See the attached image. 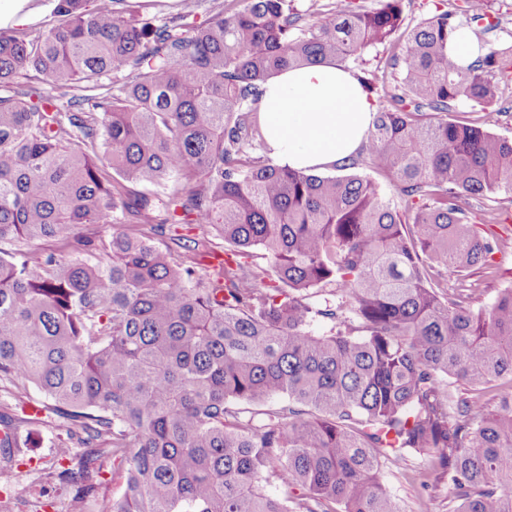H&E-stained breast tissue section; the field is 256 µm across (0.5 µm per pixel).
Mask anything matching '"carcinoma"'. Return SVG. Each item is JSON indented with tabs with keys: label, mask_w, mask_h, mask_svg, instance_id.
<instances>
[{
	"label": "carcinoma",
	"mask_w": 512,
	"mask_h": 512,
	"mask_svg": "<svg viewBox=\"0 0 512 512\" xmlns=\"http://www.w3.org/2000/svg\"><path fill=\"white\" fill-rule=\"evenodd\" d=\"M53 2L63 22L38 39L0 30V84L34 72L68 97L62 112L0 95V473L33 405L59 430L44 479L79 487L75 512L107 460L122 493L100 512H400L379 471L422 455L452 512H512V395L488 411L448 390H512V289L468 304L493 251L470 199L512 194V139L491 130L512 43L465 63L448 45L481 32L445 11L390 57L402 81L364 151L401 212L354 158L342 176L275 165L259 106L282 70L393 41L401 0H331L308 28L288 0H230L189 36L138 25L125 0ZM457 102L483 125L449 119ZM106 223L108 241L84 233ZM167 224L200 238L162 249ZM52 237L59 254L30 257ZM209 237L231 258L214 272ZM253 249L266 264L239 260Z\"/></svg>",
	"instance_id": "obj_1"
}]
</instances>
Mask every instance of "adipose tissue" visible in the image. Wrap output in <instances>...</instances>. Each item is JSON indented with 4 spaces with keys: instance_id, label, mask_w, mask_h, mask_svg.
I'll return each instance as SVG.
<instances>
[{
    "instance_id": "obj_1",
    "label": "adipose tissue",
    "mask_w": 512,
    "mask_h": 512,
    "mask_svg": "<svg viewBox=\"0 0 512 512\" xmlns=\"http://www.w3.org/2000/svg\"><path fill=\"white\" fill-rule=\"evenodd\" d=\"M261 109L269 156L280 167L308 173L357 154L375 114L359 82L331 64L271 77Z\"/></svg>"
}]
</instances>
